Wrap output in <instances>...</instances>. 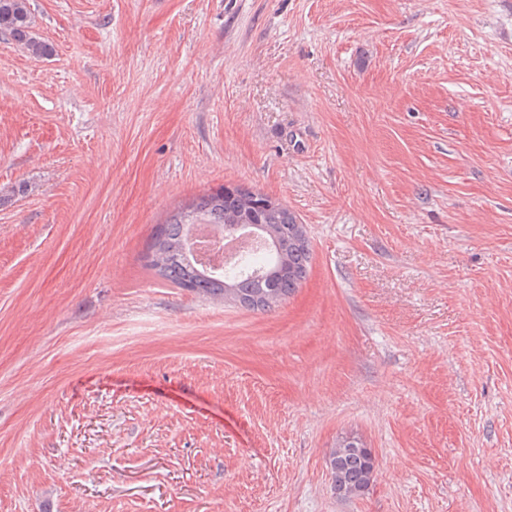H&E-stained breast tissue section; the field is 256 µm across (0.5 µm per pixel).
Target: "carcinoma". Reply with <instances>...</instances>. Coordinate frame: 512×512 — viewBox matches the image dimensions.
Masks as SVG:
<instances>
[{
	"instance_id": "cac0c4a2",
	"label": "carcinoma",
	"mask_w": 512,
	"mask_h": 512,
	"mask_svg": "<svg viewBox=\"0 0 512 512\" xmlns=\"http://www.w3.org/2000/svg\"><path fill=\"white\" fill-rule=\"evenodd\" d=\"M0 33L23 44L34 56L49 47L31 34L28 0H0ZM188 224H216L224 233L253 224L267 246L247 254L241 263L217 274L196 267L186 255ZM310 244L306 229L281 203L259 192L224 187L175 210L149 243L143 268L157 280L210 299H231L247 309L269 311L278 306L306 278ZM327 465L331 488L340 498L365 495L372 482L375 456L354 437L330 449Z\"/></svg>"
}]
</instances>
